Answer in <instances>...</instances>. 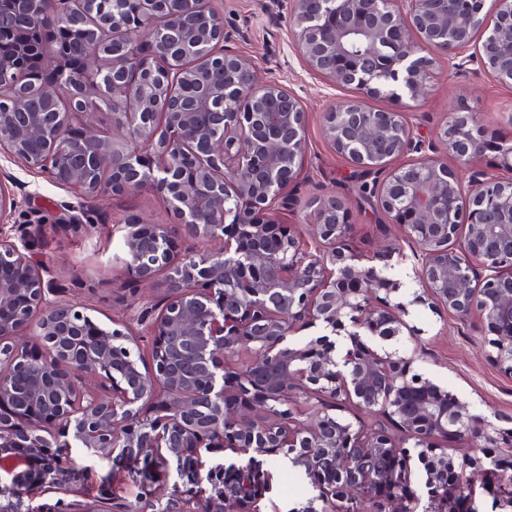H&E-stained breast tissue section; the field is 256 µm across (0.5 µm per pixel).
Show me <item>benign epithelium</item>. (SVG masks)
<instances>
[{
	"label": "benign epithelium",
	"instance_id": "obj_1",
	"mask_svg": "<svg viewBox=\"0 0 512 512\" xmlns=\"http://www.w3.org/2000/svg\"><path fill=\"white\" fill-rule=\"evenodd\" d=\"M494 2L489 19L484 0H291L298 55L354 92L323 113V134L373 174L359 198L401 227L404 281L350 244L334 192L311 199L308 225L274 219L302 172L308 113L224 48L211 0H81L83 16L68 0H0V155L85 200L152 190L192 240L223 241L179 255L172 225L129 220L127 274L165 296L110 329L56 299L25 231L0 235V494L45 487L64 449L176 461L184 497L156 488L120 512H260L269 455L319 491L291 512H475L491 477L511 501L490 449L511 457L512 431L414 373L422 349L384 343L418 336L410 307L441 305L486 328L512 376V177L474 168L493 149L512 172V137L487 141L478 114L455 109L426 138L409 113L367 104L426 96L435 55L512 84V0ZM151 19L170 40L142 37ZM96 112L114 134L74 128ZM309 328L320 336L290 341ZM343 403L375 422L336 414ZM450 437L469 451L448 455ZM226 451L254 456L205 467Z\"/></svg>",
	"mask_w": 512,
	"mask_h": 512
}]
</instances>
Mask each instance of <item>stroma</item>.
<instances>
[{
	"label": "stroma",
	"mask_w": 512,
	"mask_h": 512,
	"mask_svg": "<svg viewBox=\"0 0 512 512\" xmlns=\"http://www.w3.org/2000/svg\"><path fill=\"white\" fill-rule=\"evenodd\" d=\"M213 9L224 18L229 49L250 58L261 78L279 81L295 93L309 114L307 153L303 174L288 210L279 220L288 224L307 223L312 197L335 191L347 198L354 244L364 254L382 252L385 244L399 235L393 224L376 223L368 205L358 197L360 183L352 164L336 153L321 126L323 112L349 98L351 92L337 88L307 70L290 42V0H212ZM460 107L480 115L485 138L512 132V86L489 75L457 72L437 63L428 95L409 103L419 132L434 136L446 112ZM0 169L15 178L18 208L0 215V232L13 234L15 225L34 224L30 251L48 267L51 278L64 288L61 301L78 304L87 315L105 327L124 321L131 306L146 296L143 287L128 277L124 263V223L137 217L147 224H168L172 216L164 200L149 190L121 196L103 195L82 204L78 191L50 181L44 172L26 169L0 157ZM79 218L80 228L68 226ZM411 325L422 329L423 360L415 363L417 374L452 390L467 402L472 412L497 414V424L512 429V377L505 375L488 358L490 346L481 330L462 324L443 307H415ZM87 489L76 496L52 490L34 501L40 508L64 506L80 512L98 495L102 476L112 481L111 500L133 504L145 487L172 489L174 469L139 468L134 472L113 468L110 460L76 459ZM269 474V489L260 502L262 512H290L315 491L282 456L263 460Z\"/></svg>",
	"instance_id": "obj_1"
}]
</instances>
